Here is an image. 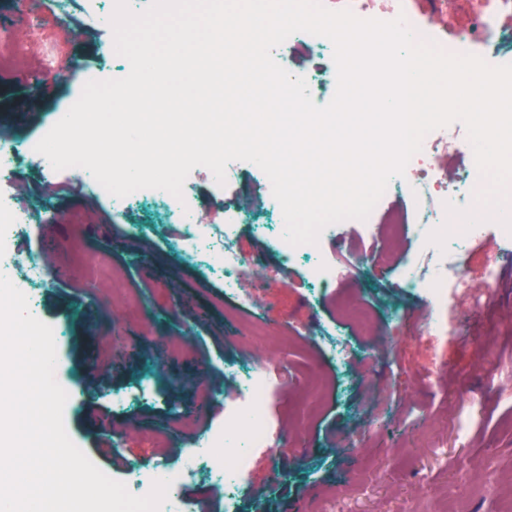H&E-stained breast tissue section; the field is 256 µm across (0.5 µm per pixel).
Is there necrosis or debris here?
<instances>
[{"instance_id": "obj_1", "label": "necrosis or debris", "mask_w": 512, "mask_h": 512, "mask_svg": "<svg viewBox=\"0 0 512 512\" xmlns=\"http://www.w3.org/2000/svg\"><path fill=\"white\" fill-rule=\"evenodd\" d=\"M350 10L362 19L391 21L404 18L416 40L435 39L430 15L414 12L409 0H349ZM512 17V0H484L466 29L452 42H441L443 51L450 54L470 53L481 56L489 64H512V30L502 24L503 18ZM305 43L314 61L305 71L310 93L336 84L337 73L333 61L334 46L330 40L306 32L292 34L278 46V55H285L296 43ZM35 140L17 144L0 142V188L11 189L18 184L17 169L22 158H36L42 172L38 186L41 193H53L58 184L57 172L45 157L37 156ZM423 156L447 155V167L431 166L414 170L411 180L392 178L385 191L386 197L402 195L408 198L409 208L395 212L383 232V243L374 247L376 261L393 267L397 285L404 291L428 293L436 305L447 307V316L426 314L423 319L430 334L438 335L448 330L449 322L458 320L460 302L478 303L484 294L477 291L456 261L455 252L467 249L485 231L484 224L463 229L460 219L451 217L448 206L485 214L486 209L474 198L476 189L485 185L474 162V155L463 123H455L432 131L422 142ZM80 186L88 194L110 200L113 208L124 210L137 203H153L161 218L178 224L179 230L171 240L175 252L192 265L209 273H220L225 295L237 298L244 282L254 279L255 264L239 255L233 240L244 218L234 204L235 179L227 177L224 201L229 204L228 222L224 227L213 228L198 223L189 202L178 200L170 193L156 189H142L123 198L110 197L108 192L88 171H81ZM16 194L0 191V273L5 274L28 298L30 310H37L38 292L49 265L47 255L33 251L24 261H16L11 246L15 225L20 219L16 210ZM276 249L284 261L303 257L308 259V275L314 290L329 287L338 279L347 277L349 264L320 262L315 247L303 244L291 246L282 233L272 235ZM227 369L237 380V399L224 412L225 422L234 424L235 432H208L200 435L195 454L182 468L166 466L155 470L137 469V483L144 490H151L159 479L172 480L169 498L159 512H189L181 496V485L189 475L206 472L212 479L223 480L224 499L235 503L245 490L242 475L252 452L268 447L272 431L265 416V406L272 394V387L257 366L237 363Z\"/></svg>"}]
</instances>
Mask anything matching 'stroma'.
I'll list each match as a JSON object with an SVG mask.
<instances>
[{
  "instance_id": "1",
  "label": "stroma",
  "mask_w": 512,
  "mask_h": 512,
  "mask_svg": "<svg viewBox=\"0 0 512 512\" xmlns=\"http://www.w3.org/2000/svg\"><path fill=\"white\" fill-rule=\"evenodd\" d=\"M411 0L415 12H433L438 35L451 40L480 0ZM41 24L31 50L0 68V141L37 137L79 82H61L56 70L98 68L111 78L105 57L107 28L88 22L81 0H0V22L19 12ZM47 93L29 109L32 82ZM238 199L249 224L236 251L257 263L261 278L248 283L245 301L227 298L220 279L202 275L171 251L158 232L155 208L140 203L115 211L76 183L58 201L33 203L41 172L23 160L18 200L32 206L31 224L13 238L17 259L34 239L52 263L39 293V316L61 326L56 379L72 393L66 422L72 441L110 477L131 484L139 459L182 464L198 436L224 423L236 383L224 365H258L277 393L266 418L288 436L287 446L253 453L236 512H512V247L497 234L475 241L462 269L480 281L488 261L499 277L486 304L472 309L444 336L421 328L423 296L395 287L390 268L371 251L384 216L372 226H343L358 239L349 277L312 299L304 265L283 264L269 239L254 234L270 184L250 162H236ZM193 209L213 226L224 223V192L194 168L184 182ZM370 304L382 335L361 334L342 316L348 300ZM398 308L391 318L390 308ZM344 336L348 361L336 373L324 350L328 333ZM148 381V398L125 408L117 390ZM467 430H460L463 412ZM489 478L481 493L472 478ZM181 492L190 512H225L224 487L193 476Z\"/></svg>"
}]
</instances>
